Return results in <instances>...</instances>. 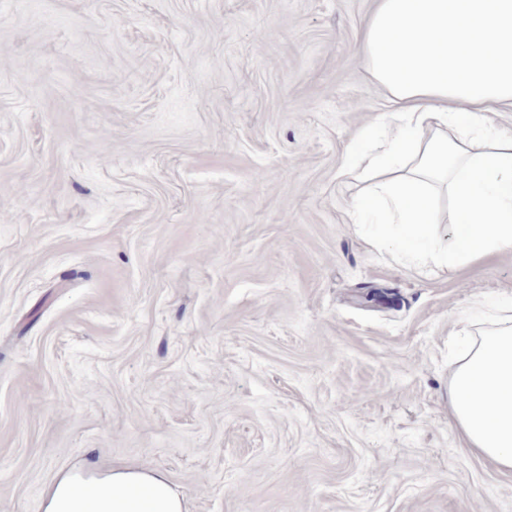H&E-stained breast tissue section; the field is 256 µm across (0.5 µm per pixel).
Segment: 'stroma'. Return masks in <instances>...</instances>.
Returning a JSON list of instances; mask_svg holds the SVG:
<instances>
[{
  "mask_svg": "<svg viewBox=\"0 0 512 512\" xmlns=\"http://www.w3.org/2000/svg\"><path fill=\"white\" fill-rule=\"evenodd\" d=\"M372 8L0 0V512L118 467L186 512H512L448 424L512 250L417 274L336 180L390 117Z\"/></svg>",
  "mask_w": 512,
  "mask_h": 512,
  "instance_id": "obj_1",
  "label": "stroma"
}]
</instances>
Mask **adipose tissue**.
I'll return each mask as SVG.
<instances>
[{"mask_svg": "<svg viewBox=\"0 0 512 512\" xmlns=\"http://www.w3.org/2000/svg\"><path fill=\"white\" fill-rule=\"evenodd\" d=\"M369 73L392 97L394 119L377 145L346 149L336 178L362 184L354 221L386 207L404 264L475 263L512 250V127L493 112L512 107V0H376L361 41ZM452 220L440 230L435 201ZM448 419L464 448L512 473V317L476 342L448 386ZM62 478L46 512H183L165 476L116 469L94 503Z\"/></svg>", "mask_w": 512, "mask_h": 512, "instance_id": "ef3b65f1", "label": "adipose tissue"}]
</instances>
